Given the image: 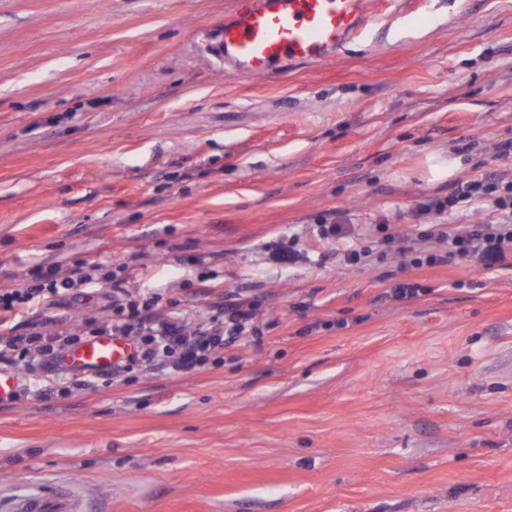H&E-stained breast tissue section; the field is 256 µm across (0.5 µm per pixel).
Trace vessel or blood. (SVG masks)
I'll return each mask as SVG.
<instances>
[{"label":"vessel or blood","mask_w":512,"mask_h":512,"mask_svg":"<svg viewBox=\"0 0 512 512\" xmlns=\"http://www.w3.org/2000/svg\"><path fill=\"white\" fill-rule=\"evenodd\" d=\"M367 24L366 0H242L225 22L216 50L241 75L264 76L285 61L332 56ZM129 352L123 340L96 336L70 349L64 364L78 373L107 371ZM13 512H82V507L54 487L17 499Z\"/></svg>","instance_id":"1"}]
</instances>
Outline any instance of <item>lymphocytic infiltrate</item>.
I'll return each mask as SVG.
<instances>
[{"label":"lymphocytic infiltrate","instance_id":"obj_1","mask_svg":"<svg viewBox=\"0 0 512 512\" xmlns=\"http://www.w3.org/2000/svg\"><path fill=\"white\" fill-rule=\"evenodd\" d=\"M479 207L492 214L484 224H431L420 240L446 245L448 257H462L489 270L512 260V174L472 176L458 182L444 199L420 202L414 212L421 219L431 214L452 215ZM317 237L332 244L340 261L357 264L368 257L351 225L321 218ZM34 284L0 291V361L28 372L46 369L50 376L39 379L36 392L50 399L70 393L72 388L110 382L136 369L163 370L174 374L200 369L211 355L224 348L251 343L259 333L257 301L225 300L213 304L205 317L192 323L176 314L159 315V293L126 288L115 281L106 262H77L69 275L59 265H37ZM112 289L111 313L81 329L63 328L45 333L40 323L18 329L14 320L23 313L40 312L66 305L68 297L82 288ZM110 334L130 339L134 351L126 362L108 372L77 376L57 371L56 364L69 347L91 336Z\"/></svg>","mask_w":512,"mask_h":512}]
</instances>
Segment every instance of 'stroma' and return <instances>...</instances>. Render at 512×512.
Here are the masks:
<instances>
[{
  "label": "stroma",
  "mask_w": 512,
  "mask_h": 512,
  "mask_svg": "<svg viewBox=\"0 0 512 512\" xmlns=\"http://www.w3.org/2000/svg\"><path fill=\"white\" fill-rule=\"evenodd\" d=\"M239 6L0 0V289L109 261L160 313L233 293L261 329L192 373L0 402V512L51 486L85 512H512V266L400 245L419 201L512 169V0H369L332 57L257 77L206 49ZM328 213L369 261L324 258ZM292 233L309 261L267 263Z\"/></svg>",
  "instance_id": "obj_1"
}]
</instances>
